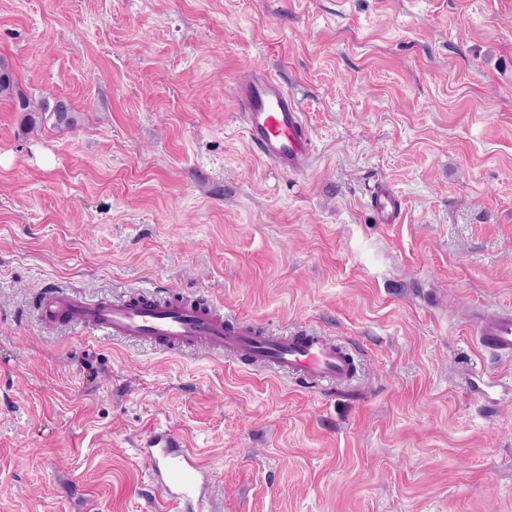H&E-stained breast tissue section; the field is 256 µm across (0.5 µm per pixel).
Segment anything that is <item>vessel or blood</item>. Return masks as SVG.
<instances>
[{
  "label": "vessel or blood",
  "mask_w": 512,
  "mask_h": 512,
  "mask_svg": "<svg viewBox=\"0 0 512 512\" xmlns=\"http://www.w3.org/2000/svg\"><path fill=\"white\" fill-rule=\"evenodd\" d=\"M233 95L254 151L294 176L307 175L312 140L285 85L267 69L256 67L235 83ZM370 203L380 223H399L401 201L388 186L378 185ZM32 307L49 325L143 342L172 354L230 353L247 365L271 368L311 388L345 383L355 370L352 355L333 337L305 329L279 334L229 317L206 299L170 291L144 289L121 298L95 299L54 285L41 289ZM471 325L485 349L495 357L512 359L511 311L477 315ZM138 451L170 512H206L210 488L192 448L172 432L153 431L140 439Z\"/></svg>",
  "instance_id": "obj_1"
}]
</instances>
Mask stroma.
Here are the masks:
<instances>
[{
  "instance_id": "stroma-1",
  "label": "stroma",
  "mask_w": 512,
  "mask_h": 512,
  "mask_svg": "<svg viewBox=\"0 0 512 512\" xmlns=\"http://www.w3.org/2000/svg\"><path fill=\"white\" fill-rule=\"evenodd\" d=\"M0 512H164L137 449L168 430L209 512H512V0H0ZM261 66L305 114L290 175L232 89ZM402 219L378 223L376 182ZM61 283L202 296L357 352L304 390L234 356L47 327ZM22 112H40L38 114L49 113L54 116L58 125L64 124L73 126L75 124L74 113L69 104L62 100L54 101L51 106L49 100H43L36 107L33 103L18 91L17 83L14 79L12 68L7 60L0 58V99H8L16 102ZM479 344L500 359H512V312L480 314L471 320Z\"/></svg>"
}]
</instances>
